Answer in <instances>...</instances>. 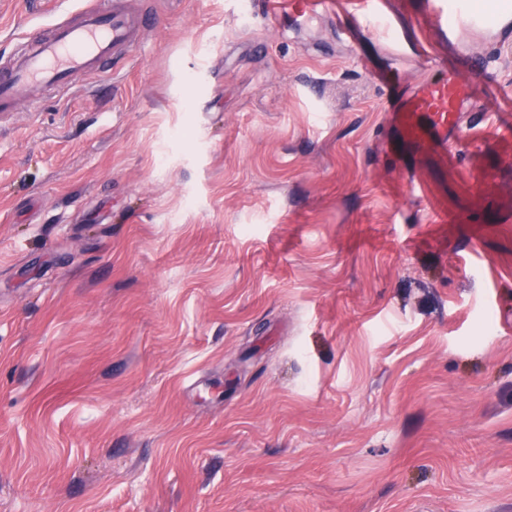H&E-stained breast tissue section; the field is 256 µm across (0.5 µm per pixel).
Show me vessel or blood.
<instances>
[{"label": "vessel or blood", "instance_id": "b4317fda", "mask_svg": "<svg viewBox=\"0 0 512 512\" xmlns=\"http://www.w3.org/2000/svg\"><path fill=\"white\" fill-rule=\"evenodd\" d=\"M383 3L362 0L359 21L347 29V37L356 38L368 27L400 43L398 30L383 16ZM427 4L433 28L449 50L462 56L464 65L444 77L394 92L392 102L403 115L430 116L426 133L445 148L459 132L463 113L473 108L476 82L488 69L487 58L472 55L465 40L475 36L499 43L512 38V6L488 13L476 10L473 0H427ZM331 6L332 0H288L289 14L301 21ZM154 22L153 16L136 8L134 0H81L66 20L55 24L51 35L27 39L21 51L0 66V112L36 101L43 88L70 94L74 76L130 58L141 46L144 27Z\"/></svg>", "mask_w": 512, "mask_h": 512}]
</instances>
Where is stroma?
I'll use <instances>...</instances> for the list:
<instances>
[{
    "label": "stroma",
    "instance_id": "obj_1",
    "mask_svg": "<svg viewBox=\"0 0 512 512\" xmlns=\"http://www.w3.org/2000/svg\"><path fill=\"white\" fill-rule=\"evenodd\" d=\"M139 2L118 73L0 113V512H512V42L451 159L356 0ZM77 5L0 0V64ZM288 14L294 19L307 21L318 14L325 13L330 10L331 0H287Z\"/></svg>",
    "mask_w": 512,
    "mask_h": 512
}]
</instances>
